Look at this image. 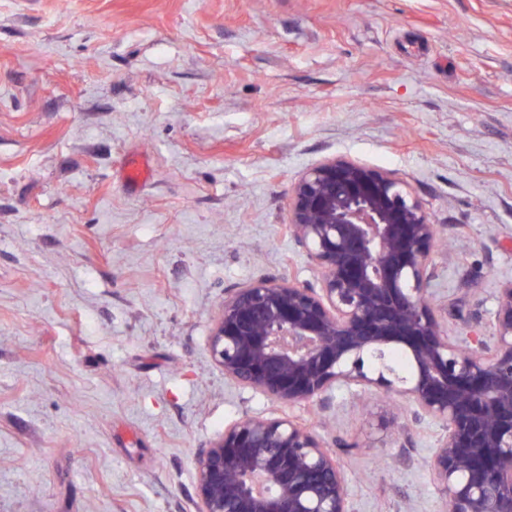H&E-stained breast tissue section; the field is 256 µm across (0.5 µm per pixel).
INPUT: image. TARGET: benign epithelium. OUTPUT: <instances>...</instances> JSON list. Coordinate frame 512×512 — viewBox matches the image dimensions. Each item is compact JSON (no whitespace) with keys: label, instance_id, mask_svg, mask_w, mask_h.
Returning <instances> with one entry per match:
<instances>
[{"label":"benign epithelium","instance_id":"benign-epithelium-1","mask_svg":"<svg viewBox=\"0 0 512 512\" xmlns=\"http://www.w3.org/2000/svg\"><path fill=\"white\" fill-rule=\"evenodd\" d=\"M288 233L317 286L261 279L228 291L209 337L224 379L290 408L358 387L404 397L441 426L430 464L448 512H512V281L489 336H451L429 302L438 228L394 172L346 156L302 173ZM407 355L399 377L386 352ZM329 442L290 415H244L196 458V512H352Z\"/></svg>","mask_w":512,"mask_h":512}]
</instances>
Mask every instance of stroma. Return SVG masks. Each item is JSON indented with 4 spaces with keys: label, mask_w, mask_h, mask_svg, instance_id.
Instances as JSON below:
<instances>
[{
    "label": "stroma",
    "mask_w": 512,
    "mask_h": 512,
    "mask_svg": "<svg viewBox=\"0 0 512 512\" xmlns=\"http://www.w3.org/2000/svg\"><path fill=\"white\" fill-rule=\"evenodd\" d=\"M337 155L467 237L433 283L465 335L512 280V0H0V512H194L199 451L285 411L212 319L316 283L289 195ZM360 402L331 408L353 512H444L439 426L394 399L402 449Z\"/></svg>",
    "instance_id": "35a3bbf8"
}]
</instances>
